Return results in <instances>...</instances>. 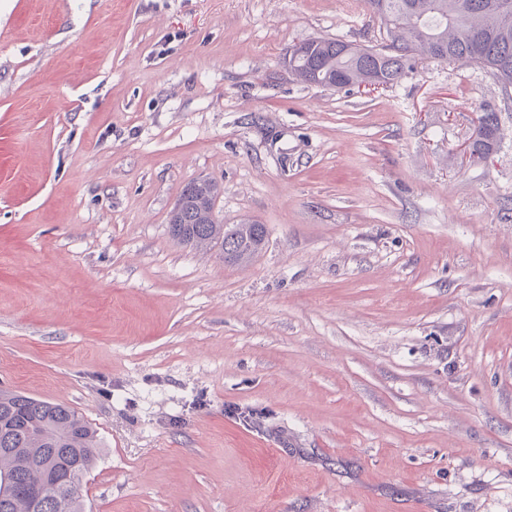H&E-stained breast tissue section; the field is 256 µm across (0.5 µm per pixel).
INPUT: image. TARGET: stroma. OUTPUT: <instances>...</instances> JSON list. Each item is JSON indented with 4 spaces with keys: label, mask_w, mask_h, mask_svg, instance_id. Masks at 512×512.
Instances as JSON below:
<instances>
[{
    "label": "stroma",
    "mask_w": 512,
    "mask_h": 512,
    "mask_svg": "<svg viewBox=\"0 0 512 512\" xmlns=\"http://www.w3.org/2000/svg\"><path fill=\"white\" fill-rule=\"evenodd\" d=\"M316 38L387 43L360 0H0V388L96 428L87 512H512V86L309 85ZM200 176L249 262L170 236ZM479 134L472 143V154L483 157L498 146L499 118L497 112H483L479 118Z\"/></svg>",
    "instance_id": "35a3bbf8"
}]
</instances>
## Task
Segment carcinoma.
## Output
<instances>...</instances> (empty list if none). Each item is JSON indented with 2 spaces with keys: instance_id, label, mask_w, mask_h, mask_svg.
Here are the masks:
<instances>
[{
  "instance_id": "obj_1",
  "label": "carcinoma",
  "mask_w": 512,
  "mask_h": 512,
  "mask_svg": "<svg viewBox=\"0 0 512 512\" xmlns=\"http://www.w3.org/2000/svg\"><path fill=\"white\" fill-rule=\"evenodd\" d=\"M365 8L388 28L389 44L368 49L337 39H320L305 59L312 68L308 83L344 88L379 76L396 84L416 58L476 64L512 85V0H364ZM472 154L483 156L498 146L499 118L492 111L479 118ZM198 196L180 194L176 241L200 250L220 246L224 262L249 261L262 248L263 224H207L196 211ZM67 450L72 483L48 488L39 512H84L83 483L96 460V430L75 409L0 390V473L12 479V492L0 490V512H31L21 489L46 485V464Z\"/></svg>"
}]
</instances>
